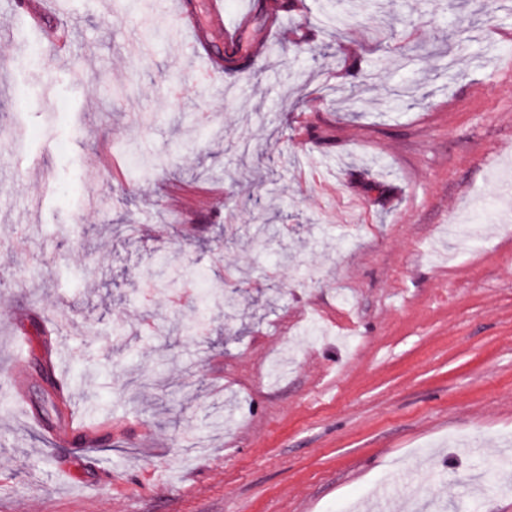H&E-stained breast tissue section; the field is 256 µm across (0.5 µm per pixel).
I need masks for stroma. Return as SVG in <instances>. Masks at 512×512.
<instances>
[{
	"label": "stroma",
	"instance_id": "stroma-1",
	"mask_svg": "<svg viewBox=\"0 0 512 512\" xmlns=\"http://www.w3.org/2000/svg\"><path fill=\"white\" fill-rule=\"evenodd\" d=\"M179 2L214 57L250 21L235 73L175 102L206 62L169 18L135 54L148 0H41L38 24L0 0V136L22 143L0 154V512H503L512 10L339 0L337 32L322 0ZM50 31L70 50L29 63ZM163 255L211 294L199 335ZM59 347L98 427L79 448L48 430Z\"/></svg>",
	"mask_w": 512,
	"mask_h": 512
}]
</instances>
